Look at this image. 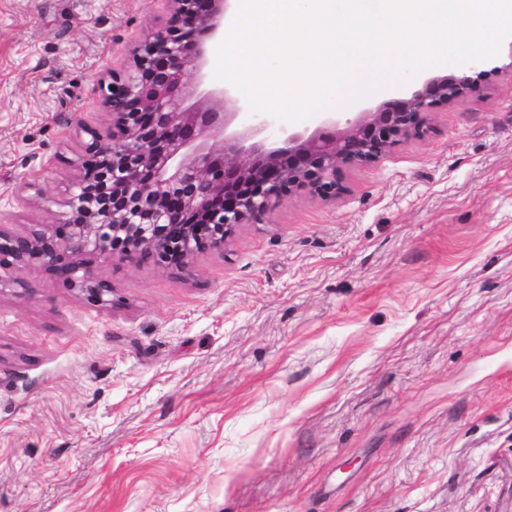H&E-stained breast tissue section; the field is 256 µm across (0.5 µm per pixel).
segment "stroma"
Wrapping results in <instances>:
<instances>
[{"label":"stroma","instance_id":"obj_1","mask_svg":"<svg viewBox=\"0 0 512 512\" xmlns=\"http://www.w3.org/2000/svg\"><path fill=\"white\" fill-rule=\"evenodd\" d=\"M166 0H0V225L57 223ZM428 132L111 302L1 274L0 512H512V38Z\"/></svg>","mask_w":512,"mask_h":512}]
</instances>
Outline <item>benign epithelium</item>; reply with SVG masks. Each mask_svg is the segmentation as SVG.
I'll return each mask as SVG.
<instances>
[{"label": "benign epithelium", "mask_w": 512, "mask_h": 512, "mask_svg": "<svg viewBox=\"0 0 512 512\" xmlns=\"http://www.w3.org/2000/svg\"><path fill=\"white\" fill-rule=\"evenodd\" d=\"M167 24L137 50L135 69L103 88L112 131L84 129L81 174L61 221L18 235L0 227V271L30 264L107 302L112 286L93 258L122 256L167 270L218 248L235 227L297 189L329 198L337 172L377 160L401 138L421 137L427 114L477 90L468 76H431L400 99L363 108L345 123L330 117L310 134L245 110L231 88H203L206 38L218 36L231 0H169ZM235 111H224V102Z\"/></svg>", "instance_id": "obj_1"}]
</instances>
